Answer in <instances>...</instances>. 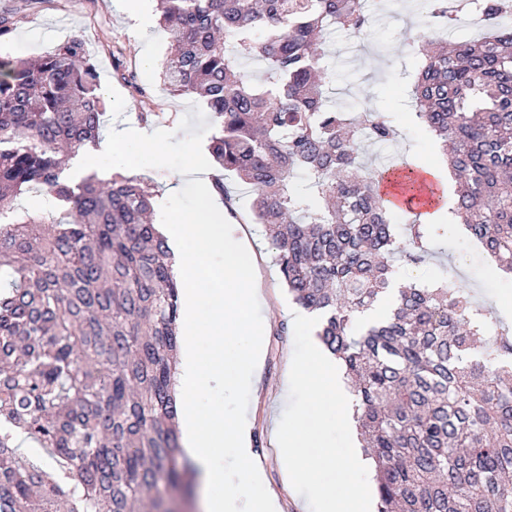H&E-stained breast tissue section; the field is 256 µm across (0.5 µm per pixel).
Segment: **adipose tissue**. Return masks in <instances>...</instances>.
Listing matches in <instances>:
<instances>
[{"label": "adipose tissue", "instance_id": "ef3b65f1", "mask_svg": "<svg viewBox=\"0 0 512 512\" xmlns=\"http://www.w3.org/2000/svg\"><path fill=\"white\" fill-rule=\"evenodd\" d=\"M188 172L199 178L200 208L164 217L165 223L176 227L170 245L183 260L181 303L186 342L175 376V388L183 397L182 447L197 467L201 512H275L273 498L245 497L241 479L224 473L220 455L224 447L234 449L246 468L255 465L247 423L221 412L201 413L192 402L193 397L223 390L225 341L250 336L251 345L240 354L238 364L243 378L255 373L263 336L257 313L265 304V293L258 259L248 242L249 227L226 230L224 208L213 196L203 157H196ZM203 345L209 351L204 362L199 359ZM218 483L227 487V494H213Z\"/></svg>", "mask_w": 512, "mask_h": 512}]
</instances>
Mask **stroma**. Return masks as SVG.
<instances>
[{
    "instance_id": "35a3bbf8",
    "label": "stroma",
    "mask_w": 512,
    "mask_h": 512,
    "mask_svg": "<svg viewBox=\"0 0 512 512\" xmlns=\"http://www.w3.org/2000/svg\"><path fill=\"white\" fill-rule=\"evenodd\" d=\"M426 0H367L372 25L355 37L339 30L331 37L327 60L335 76L336 101L352 108L369 106L389 113L399 137L391 153L416 165L437 167L447 176L428 133L418 124L411 107L409 89L421 46L431 40L461 38L458 29H444L427 21ZM138 18L118 12L113 0H0V16H9L11 34L0 40V55L34 58L52 51L73 34L89 45L105 93L108 125L139 127L143 106L160 112V123L151 130L163 146L161 159L140 152L136 136H129L117 155L104 159L106 170L125 172L126 158L138 159L135 176L161 192L171 179H179L180 191L166 202L167 208L186 213L194 209L199 186L183 171L196 154H207L213 126L206 106L198 99L173 92L163 81V66L169 54L168 40L159 26L155 0H143ZM437 254L424 264L395 265V279L406 285L415 281L453 282L470 293L487 318H499L498 300L512 301V275L493 269L484 253L474 249L466 233L440 232L435 236ZM252 244L262 256L261 275L267 304L265 355L260 377L249 383L238 370L229 373L222 393L199 398L198 407L218 408L225 414L246 419L252 428L260 475H243L247 494L274 495L279 512H310L304 496L285 480V469L272 430L283 414V372L294 351V315L300 307L283 286L272 251L262 233Z\"/></svg>"
}]
</instances>
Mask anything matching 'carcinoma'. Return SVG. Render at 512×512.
Here are the masks:
<instances>
[{"label": "carcinoma", "instance_id": "carcinoma-1", "mask_svg": "<svg viewBox=\"0 0 512 512\" xmlns=\"http://www.w3.org/2000/svg\"><path fill=\"white\" fill-rule=\"evenodd\" d=\"M170 39L166 77L204 100L214 161L255 197L256 223L296 303L323 315L353 420L375 463L376 512H512V336L491 335L460 288H398L432 225L397 245L380 190L396 172L414 204L417 170L363 162L396 129L370 107H336L328 34L370 26L366 0H157ZM491 38L424 53L411 86L419 122L442 143L452 214L512 273V25L481 0ZM265 66L259 82L242 71ZM106 123L84 40L34 64L0 56V512H172L160 486L192 483L174 388L181 283L136 177L61 178L59 154L95 147ZM34 188L58 216L15 220ZM19 429L71 478L63 487L12 441Z\"/></svg>", "mask_w": 512, "mask_h": 512}]
</instances>
